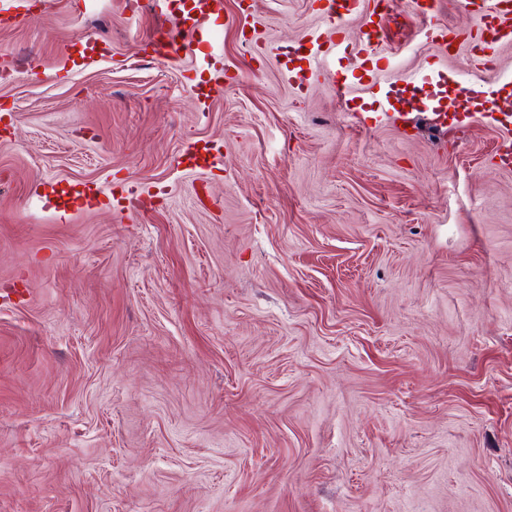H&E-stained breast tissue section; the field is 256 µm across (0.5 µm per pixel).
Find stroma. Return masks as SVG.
<instances>
[{"label": "stroma", "mask_w": 512, "mask_h": 512, "mask_svg": "<svg viewBox=\"0 0 512 512\" xmlns=\"http://www.w3.org/2000/svg\"><path fill=\"white\" fill-rule=\"evenodd\" d=\"M126 2L0 28V512H512V43L481 70L426 35L455 0H389L375 86L365 12L224 0L167 65L176 0ZM360 3V0H328L326 16L336 22V27L341 29L346 21L358 13ZM339 9H343V12H339Z\"/></svg>", "instance_id": "1"}]
</instances>
